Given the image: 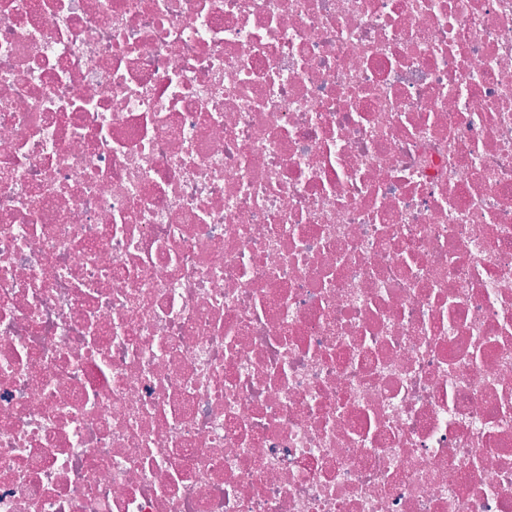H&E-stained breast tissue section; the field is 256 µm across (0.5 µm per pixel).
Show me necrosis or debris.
Returning a JSON list of instances; mask_svg holds the SVG:
<instances>
[{
    "label": "necrosis or debris",
    "mask_w": 512,
    "mask_h": 512,
    "mask_svg": "<svg viewBox=\"0 0 512 512\" xmlns=\"http://www.w3.org/2000/svg\"><path fill=\"white\" fill-rule=\"evenodd\" d=\"M0 512H512V0H0Z\"/></svg>",
    "instance_id": "obj_1"
}]
</instances>
